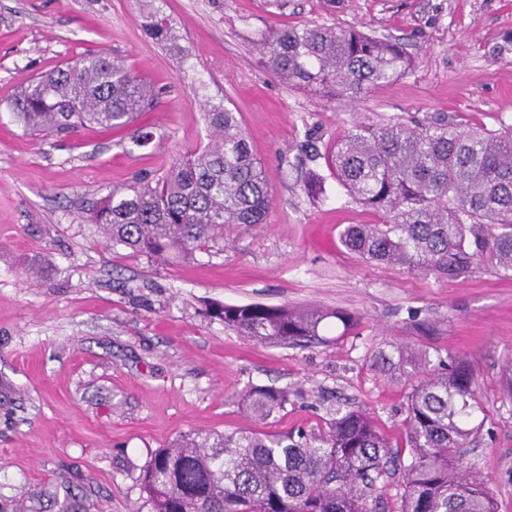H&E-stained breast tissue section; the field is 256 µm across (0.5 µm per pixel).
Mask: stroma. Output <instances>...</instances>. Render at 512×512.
Here are the masks:
<instances>
[{
    "label": "stroma",
    "instance_id": "obj_1",
    "mask_svg": "<svg viewBox=\"0 0 512 512\" xmlns=\"http://www.w3.org/2000/svg\"><path fill=\"white\" fill-rule=\"evenodd\" d=\"M142 0H0V512H141L152 453L195 431L248 432L238 404L253 385L288 389L274 432L327 428L365 410L406 450L410 383L378 371L397 347L455 355L477 374L484 426L468 454L496 512H512V277L481 263L450 280L364 260L340 233L377 224L301 152L352 122L445 115L495 130L512 123V0H165L173 52L147 39ZM324 24L403 38L398 79L355 104L288 86L261 62L270 28ZM139 72L161 95L134 127L29 135L8 105L32 76L89 52ZM239 112L272 203L187 263L112 246L88 204L137 174L166 172L207 141L204 102ZM152 143L132 150L135 129ZM324 190L309 195V170ZM343 310L305 346L260 345L210 315L217 304Z\"/></svg>",
    "mask_w": 512,
    "mask_h": 512
}]
</instances>
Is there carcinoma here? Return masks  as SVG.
<instances>
[{"mask_svg":"<svg viewBox=\"0 0 512 512\" xmlns=\"http://www.w3.org/2000/svg\"><path fill=\"white\" fill-rule=\"evenodd\" d=\"M152 41L179 49L160 6L141 13ZM281 81L330 102H358L410 68L398 39L324 25L274 28L258 40ZM157 93L137 73L102 53L29 79L13 98V122L30 135L85 127L121 128L150 111ZM209 139L164 174L137 177L92 202L88 219L112 246L163 262L188 261L224 237L228 224H262L272 194L240 115L223 104L205 112ZM324 157L331 175L380 224H350L342 243L362 258L451 279L485 262L512 275V124L462 130L446 116L379 125L358 122ZM259 344L302 345L334 319L321 308L260 303L214 310ZM242 407L268 424L287 409L288 390L252 386ZM484 407L476 371L460 358L438 361L412 384L406 437L410 461L362 410L336 413L328 429L305 433H188L156 450L143 470L149 512H375L380 483L401 472L397 512H495L481 474L466 455Z\"/></svg>","mask_w":512,"mask_h":512,"instance_id":"cac0c4a2","label":"carcinoma"}]
</instances>
